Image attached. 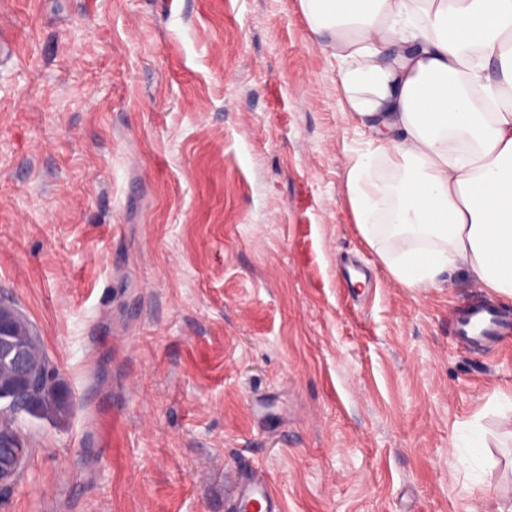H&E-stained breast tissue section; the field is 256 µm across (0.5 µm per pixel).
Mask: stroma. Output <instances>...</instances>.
<instances>
[{
	"instance_id": "stroma-1",
	"label": "stroma",
	"mask_w": 512,
	"mask_h": 512,
	"mask_svg": "<svg viewBox=\"0 0 512 512\" xmlns=\"http://www.w3.org/2000/svg\"><path fill=\"white\" fill-rule=\"evenodd\" d=\"M341 98L299 0H0V301L74 403L0 512H512V334L362 239ZM508 328V322L483 304L469 307L458 319L457 333L472 344L495 341ZM228 508L232 512H281L282 507L277 494L268 480L257 470L241 472L234 476Z\"/></svg>"
}]
</instances>
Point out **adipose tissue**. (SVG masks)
Returning <instances> with one entry per match:
<instances>
[{
  "label": "adipose tissue",
  "mask_w": 512,
  "mask_h": 512,
  "mask_svg": "<svg viewBox=\"0 0 512 512\" xmlns=\"http://www.w3.org/2000/svg\"><path fill=\"white\" fill-rule=\"evenodd\" d=\"M299 5L370 132L345 176L358 229L371 245L382 231L408 242L378 248L392 279L425 291L466 268L512 298V0Z\"/></svg>",
  "instance_id": "1"
}]
</instances>
